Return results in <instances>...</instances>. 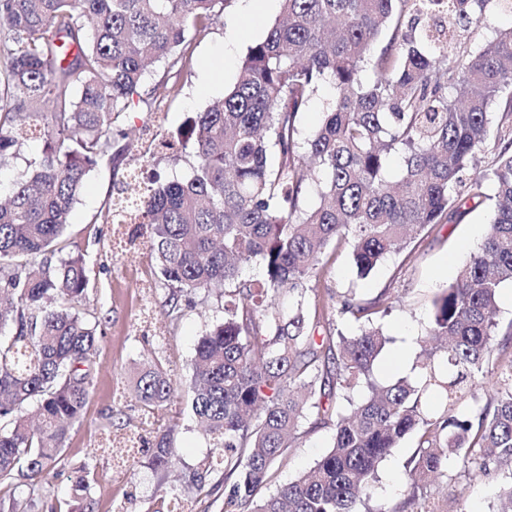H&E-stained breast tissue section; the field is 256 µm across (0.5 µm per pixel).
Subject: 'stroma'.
I'll list each match as a JSON object with an SVG mask.
<instances>
[{
	"mask_svg": "<svg viewBox=\"0 0 512 512\" xmlns=\"http://www.w3.org/2000/svg\"><path fill=\"white\" fill-rule=\"evenodd\" d=\"M280 15V0H270L258 18H246L240 0H228L223 14L211 28L193 39L190 68L172 73L181 86L179 96L160 101L159 112L147 111L144 104H133L119 119L128 133L129 151L119 167L101 164L92 171L75 205L66 235L69 250L85 253L89 269V299L84 305L87 318L102 320L105 334L94 359L95 391L84 416L69 431L65 442V464L57 476L48 478L40 491L43 506L69 501L71 478L83 464L95 471L94 512H155L160 497H180L184 512H222L223 491L206 499H196L183 482L189 472L202 468L208 460L219 458L221 449L210 447L198 430L190 411H183L174 433L178 450L174 470L156 473L148 466L155 429L147 422L133 392V378L146 358H161L164 367L178 383H186L190 361L198 339L208 325L221 315L222 303L211 296L197 300L185 309L179 322L166 321L167 293L154 285L155 261L142 247L121 243L112 225L97 217L114 200L116 188L126 180L150 150L152 137L174 131L193 112L203 111L223 97L237 76L247 48L262 39ZM245 30L230 60H222L224 36L230 29ZM223 66L209 92L199 93L205 64ZM486 230V208L471 209L458 223L445 224L417 235L407 250L388 258L366 278H358L348 251H340L326 282L332 291L355 289L363 298L382 291L397 296L396 309L382 323L393 341L379 357L375 373L384 381L399 378L396 359L401 348L419 357L416 341L430 318L432 301L440 288L451 284L470 254L480 246ZM332 431L324 427L306 434L301 447L291 449L288 460L278 470L279 482L297 477L324 454ZM115 445L133 440L128 467L118 466L105 437ZM414 451L413 441H405L384 460L378 478L370 489L375 503L393 508L404 499L405 463ZM461 464L451 468V479L440 478L429 493L442 512H491L493 491L498 479L483 475H462Z\"/></svg>",
	"mask_w": 512,
	"mask_h": 512,
	"instance_id": "1",
	"label": "stroma"
}]
</instances>
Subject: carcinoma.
<instances>
[{"label": "carcinoma", "mask_w": 512, "mask_h": 512, "mask_svg": "<svg viewBox=\"0 0 512 512\" xmlns=\"http://www.w3.org/2000/svg\"><path fill=\"white\" fill-rule=\"evenodd\" d=\"M228 2L0 0V170L44 140L0 200V512H36L38 501L15 497V476L40 481L61 466L95 389L101 323L79 309L87 260L60 247L73 208L92 170L125 159L113 131L145 73L185 67L191 33ZM282 2L224 97L151 155L192 149L190 178L153 176L131 213L150 227L169 322L184 301L224 299L195 346L187 402L210 447L224 449V512H389L368 506L369 488L408 437L416 447L398 512H438L427 485L452 460L511 479L495 512H512V358L495 342L500 290L512 285V27L476 50L454 35L492 5L512 15V0ZM325 82L331 102L305 134L301 116ZM179 92L162 77L142 102L151 112ZM483 198V242L434 298L417 374L379 382L393 338L376 319L397 298L350 289L334 300L322 287L329 248L347 246L364 278L411 233L453 223ZM252 263L261 277L242 279ZM345 316L357 333L335 328ZM176 391L159 360L137 373L136 397L159 431L155 471L177 452ZM322 427L333 430L329 450L277 484L276 464ZM208 474L189 476L198 498L217 489ZM94 483L82 467L66 512H93Z\"/></svg>", "instance_id": "obj_1"}]
</instances>
